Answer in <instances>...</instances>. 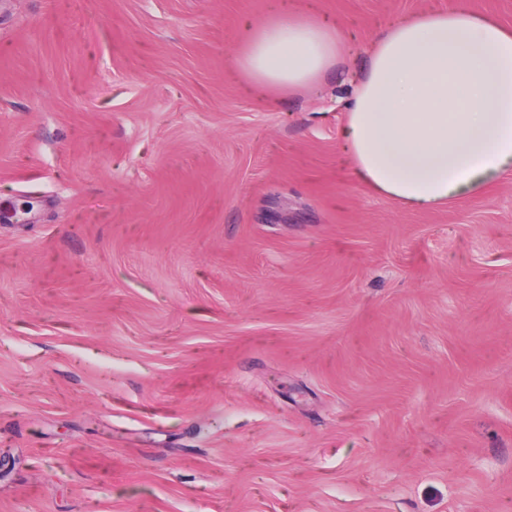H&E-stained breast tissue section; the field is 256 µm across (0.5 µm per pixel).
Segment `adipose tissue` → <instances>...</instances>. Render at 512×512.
Listing matches in <instances>:
<instances>
[{
  "instance_id": "ef3b65f1",
  "label": "adipose tissue",
  "mask_w": 512,
  "mask_h": 512,
  "mask_svg": "<svg viewBox=\"0 0 512 512\" xmlns=\"http://www.w3.org/2000/svg\"><path fill=\"white\" fill-rule=\"evenodd\" d=\"M337 31L298 14L252 29L233 63L274 89L308 86L341 61ZM356 172L415 206L480 191L512 167V30L457 0L376 40L344 129Z\"/></svg>"
}]
</instances>
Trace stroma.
Listing matches in <instances>:
<instances>
[{"mask_svg":"<svg viewBox=\"0 0 512 512\" xmlns=\"http://www.w3.org/2000/svg\"><path fill=\"white\" fill-rule=\"evenodd\" d=\"M454 0H0V512H512V169L413 207L345 151ZM340 65L235 69L273 10Z\"/></svg>","mask_w":512,"mask_h":512,"instance_id":"35a3bbf8","label":"stroma"}]
</instances>
